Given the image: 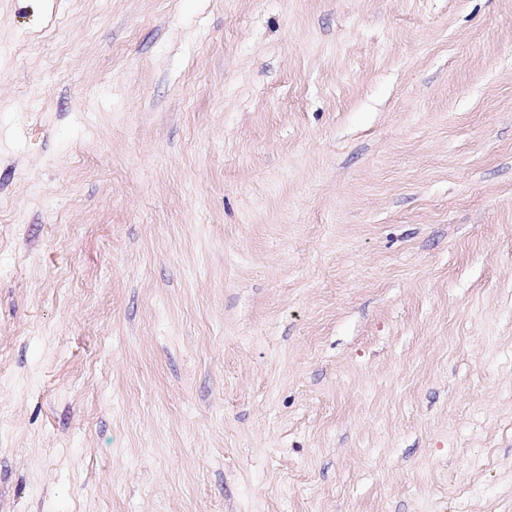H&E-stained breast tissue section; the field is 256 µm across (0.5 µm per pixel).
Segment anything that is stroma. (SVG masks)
Listing matches in <instances>:
<instances>
[{"mask_svg": "<svg viewBox=\"0 0 512 512\" xmlns=\"http://www.w3.org/2000/svg\"><path fill=\"white\" fill-rule=\"evenodd\" d=\"M0 512H512V0H0Z\"/></svg>", "mask_w": 512, "mask_h": 512, "instance_id": "35a3bbf8", "label": "stroma"}]
</instances>
